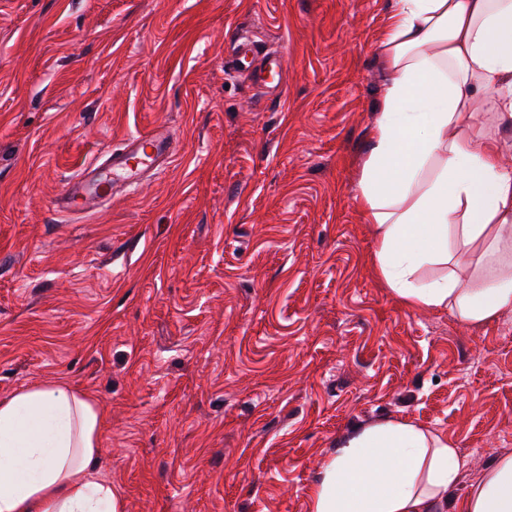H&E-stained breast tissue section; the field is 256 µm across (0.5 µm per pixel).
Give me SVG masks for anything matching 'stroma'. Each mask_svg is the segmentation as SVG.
<instances>
[{"mask_svg": "<svg viewBox=\"0 0 512 512\" xmlns=\"http://www.w3.org/2000/svg\"><path fill=\"white\" fill-rule=\"evenodd\" d=\"M390 0H0V400L102 416L125 512H310L353 427L448 438L465 496L512 454V314L403 305L357 204ZM276 52L274 91L225 73ZM166 123L172 163L87 214L82 164Z\"/></svg>", "mask_w": 512, "mask_h": 512, "instance_id": "1", "label": "stroma"}]
</instances>
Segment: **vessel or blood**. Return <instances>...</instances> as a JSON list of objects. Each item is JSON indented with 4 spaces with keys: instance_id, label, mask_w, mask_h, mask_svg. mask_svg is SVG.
<instances>
[{
    "instance_id": "obj_1",
    "label": "vessel or blood",
    "mask_w": 512,
    "mask_h": 512,
    "mask_svg": "<svg viewBox=\"0 0 512 512\" xmlns=\"http://www.w3.org/2000/svg\"><path fill=\"white\" fill-rule=\"evenodd\" d=\"M232 70L251 71L256 82L268 84L276 76V56H259L250 46H243L238 57L229 60ZM173 156V138L166 126L125 137L113 146L105 158L86 164L68 182L56 198L59 212H90L121 191L152 176Z\"/></svg>"
}]
</instances>
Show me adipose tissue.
<instances>
[{
	"label": "adipose tissue",
	"mask_w": 512,
	"mask_h": 512,
	"mask_svg": "<svg viewBox=\"0 0 512 512\" xmlns=\"http://www.w3.org/2000/svg\"><path fill=\"white\" fill-rule=\"evenodd\" d=\"M385 95L369 132L358 201L375 228L384 287L415 309L467 323L512 313V168L475 111L512 120V0H391L382 41ZM484 263L463 282L456 268ZM448 266L422 280L425 266ZM101 415L64 383L0 401V512H125L98 471ZM454 445L406 421L355 428L325 457L311 512H512V454L449 502Z\"/></svg>",
	"instance_id": "ef3b65f1"
}]
</instances>
